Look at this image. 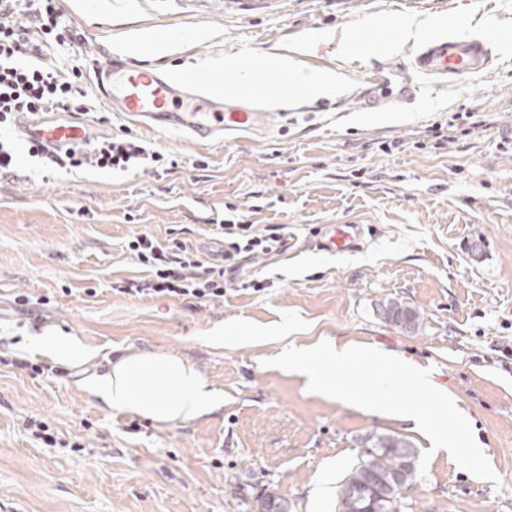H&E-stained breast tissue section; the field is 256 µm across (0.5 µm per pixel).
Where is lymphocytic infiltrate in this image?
<instances>
[{
	"instance_id": "lymphocytic-infiltrate-1",
	"label": "lymphocytic infiltrate",
	"mask_w": 512,
	"mask_h": 512,
	"mask_svg": "<svg viewBox=\"0 0 512 512\" xmlns=\"http://www.w3.org/2000/svg\"><path fill=\"white\" fill-rule=\"evenodd\" d=\"M76 40L77 33L66 22L59 0H0V130L12 128L36 112L87 113L79 67L64 69L50 59L37 65L24 61L35 47L56 50ZM28 152L42 158L48 167L59 169H154L164 160L162 152L127 131L55 155L35 143L29 144ZM223 234L225 263L220 266L177 238L164 242L150 232H134L127 249L146 276L115 281L113 292L213 302L223 298L225 286L235 282L243 262L279 252L286 245L278 225L258 229L229 222L224 224Z\"/></svg>"
}]
</instances>
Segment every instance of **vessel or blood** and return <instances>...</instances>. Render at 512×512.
<instances>
[{"label": "vessel or blood", "instance_id": "vessel-or-blood-1", "mask_svg": "<svg viewBox=\"0 0 512 512\" xmlns=\"http://www.w3.org/2000/svg\"><path fill=\"white\" fill-rule=\"evenodd\" d=\"M493 47L479 39L433 37L417 46L412 57V79H403L401 64L374 65L369 83L373 90L364 97L363 107L371 111L380 104L377 89L395 83L399 94L414 100L425 83L473 79L487 73ZM96 87L112 111L132 117L134 122L157 125L165 131L190 134L198 142L223 136L266 131L271 115L252 102L234 95L216 96L191 88L168 74L134 64L127 56L113 55L106 67L95 70ZM20 137L55 149L85 138L83 127L46 112L26 118ZM363 229L357 224H331L317 241V249L349 252L359 247Z\"/></svg>", "mask_w": 512, "mask_h": 512}]
</instances>
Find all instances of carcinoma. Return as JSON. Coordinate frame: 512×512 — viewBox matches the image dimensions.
<instances>
[{
    "label": "carcinoma",
    "instance_id": "cac0c4a2",
    "mask_svg": "<svg viewBox=\"0 0 512 512\" xmlns=\"http://www.w3.org/2000/svg\"><path fill=\"white\" fill-rule=\"evenodd\" d=\"M391 321L406 320L409 328L418 327L421 312L400 301L388 303ZM361 449L358 461L344 478L337 491V512H361L355 505V491L373 489L366 498L368 512H401L406 505L414 478L403 474L402 459H417L410 445L397 438L369 436Z\"/></svg>",
    "mask_w": 512,
    "mask_h": 512
}]
</instances>
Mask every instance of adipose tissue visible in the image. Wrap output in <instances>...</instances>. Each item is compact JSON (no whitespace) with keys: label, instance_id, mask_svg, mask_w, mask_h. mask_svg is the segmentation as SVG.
Masks as SVG:
<instances>
[{"label":"adipose tissue","instance_id":"obj_1","mask_svg":"<svg viewBox=\"0 0 512 512\" xmlns=\"http://www.w3.org/2000/svg\"><path fill=\"white\" fill-rule=\"evenodd\" d=\"M266 68L279 76L275 99L280 103L294 101L301 94L332 98L343 91L334 73L305 71L288 55L268 54ZM34 344L66 366L85 364L92 357L76 337L55 331L38 336ZM80 385L109 410L163 424L192 421L214 413L224 404L222 391L211 386L194 363L169 355L122 357L109 364L105 372L86 376Z\"/></svg>","mask_w":512,"mask_h":512}]
</instances>
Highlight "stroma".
Segmentation results:
<instances>
[{"label":"stroma","mask_w":512,"mask_h":512,"mask_svg":"<svg viewBox=\"0 0 512 512\" xmlns=\"http://www.w3.org/2000/svg\"><path fill=\"white\" fill-rule=\"evenodd\" d=\"M83 37L58 60L79 59L95 137L129 128L176 160L162 173L47 170L17 130L0 134L17 155L0 176V512H258L272 494L288 512H336L339 484L371 435L429 453L402 512H512V0H61ZM428 33L483 37L492 71L423 89L397 87L363 111L373 61L401 17ZM204 31L163 56L136 61L181 77L232 56L262 69L272 49L296 51L322 31L355 37L364 52L298 60L345 82L336 98L305 96L274 108V135L197 144L127 126L93 88V68L128 32ZM280 224L287 251L247 263L244 279L204 306L117 295L116 279L143 272L126 249L132 231L182 239L224 261L225 220ZM331 224L363 225L359 249H315ZM19 293L50 304L14 306ZM418 308L417 330L383 315L388 300ZM262 329L267 341L212 344L217 325ZM52 328L93 351L80 367L31 376L12 359L52 363L31 339ZM286 340H278L279 331ZM322 340L371 346L429 370L470 421L498 482L475 477L423 433L391 415L309 392L304 377L268 366L285 345ZM129 354L187 359L224 404L176 425L103 408L79 386ZM36 419L56 445L34 439Z\"/></svg>","instance_id":"35a3bbf8"}]
</instances>
